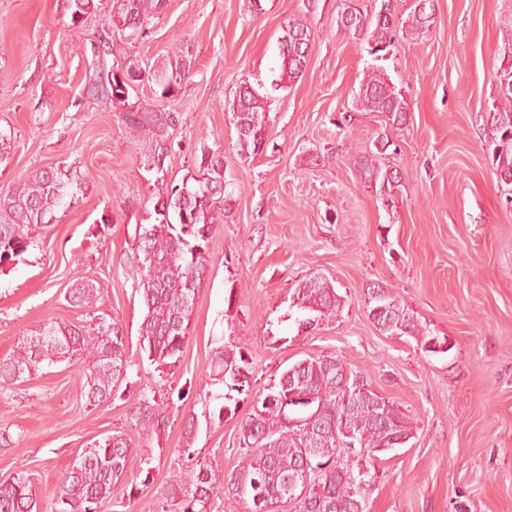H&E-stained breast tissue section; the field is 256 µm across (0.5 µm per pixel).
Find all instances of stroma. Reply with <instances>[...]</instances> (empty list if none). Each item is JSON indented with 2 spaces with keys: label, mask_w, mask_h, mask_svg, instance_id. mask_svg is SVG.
I'll return each mask as SVG.
<instances>
[{
  "label": "stroma",
  "mask_w": 512,
  "mask_h": 512,
  "mask_svg": "<svg viewBox=\"0 0 512 512\" xmlns=\"http://www.w3.org/2000/svg\"><path fill=\"white\" fill-rule=\"evenodd\" d=\"M344 0H168L111 56L141 67L189 51L176 98L138 86L143 107L174 115L164 134L163 176L139 165L151 136H133L122 107L89 99L91 43L111 28L109 5L72 24L69 0H0V131L11 164L0 191L34 170L75 164L93 176L86 198L61 213L24 263L0 273V358L48 321L93 326L108 314L123 328L138 386L159 379L142 357L141 298L130 258L137 225L159 194L195 170L203 149L221 145L231 209L210 248L181 361L167 380L186 399L160 435L132 434L152 460L151 481L100 512H165L194 456L237 471L240 424L251 405L221 411L209 379L217 347L232 343L252 362L254 392L288 366L337 354L411 416L406 445L375 464L368 512H512V190L488 158L480 116L512 112L497 71L512 33V0H435L429 33L401 38L383 66L407 94L406 125L355 107L374 63L367 44L338 28ZM306 22L313 48L301 77L281 89L279 39ZM269 96L258 152L240 156L227 103L241 82ZM384 165L402 180L393 205L365 184L359 160L381 139ZM110 228L98 233L100 220ZM328 278L345 299L336 321L298 330L289 305L298 283ZM102 284L96 311L74 307L79 277ZM395 292L449 352H424L410 337L376 330L366 289ZM83 365L62 362L0 391V427L19 445L0 448V481L29 476L43 508L62 472L87 443L128 427L130 400L92 406L78 391ZM197 414L187 438L185 419Z\"/></svg>",
  "instance_id": "35a3bbf8"
}]
</instances>
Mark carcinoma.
<instances>
[{
    "instance_id": "1",
    "label": "carcinoma",
    "mask_w": 512,
    "mask_h": 512,
    "mask_svg": "<svg viewBox=\"0 0 512 512\" xmlns=\"http://www.w3.org/2000/svg\"><path fill=\"white\" fill-rule=\"evenodd\" d=\"M167 0H112V31L101 35L94 47L96 62L86 80V95L102 103H115L128 112V125L140 134H155L172 124L171 114L140 106L132 96L134 85L146 80L162 99L176 97L191 61L178 55L162 60L148 71L139 63L108 64L112 38L137 34L148 21L158 17ZM71 20L77 22L98 8L95 0H70ZM434 0H425L422 10L411 9L399 22L384 2L371 14L349 3L336 19L337 27L358 41L375 44L371 54L389 52L399 34L417 39L434 24ZM507 55L499 78L512 92V39L504 40ZM312 51V32L303 22H293L279 41L281 58L278 80L300 77ZM268 96L246 84L228 102L240 155L258 151L262 120ZM354 102L362 110L380 112L393 127L406 124L408 101L391 81L384 68H369ZM492 146L489 158L500 183L512 186V112H489ZM166 147L158 143L143 162V168L164 171ZM364 183L386 200L394 198L401 186L398 170L367 156L360 162ZM93 187L89 173L72 165L37 169L15 186L0 193V271L16 266L36 246L43 230L56 222L57 212L85 198ZM230 194L224 182V155L221 150H205L196 160V173L170 188L154 206V220L139 224L134 236L135 288L143 297L145 313L139 327L140 349L158 372L174 369L181 360L191 318L210 263V242L218 224L224 222ZM378 293L368 288L366 312L376 329L387 336L400 333L412 337L420 347L433 353L434 336L420 325L397 296L378 285ZM102 290L91 279L76 280L69 300L76 307L92 308ZM342 296L323 277L302 281L295 289L289 309L296 321L311 320L313 328L326 325L340 315ZM89 355L79 381L80 394L89 405L114 399L120 390H130L131 368L122 328L101 316L92 330L45 324L23 337L20 353L0 360V387L9 388L42 365L49 366L70 357ZM295 370H283L279 377L253 399L244 417L238 441L242 467L232 476L205 460H196L185 487L180 489L172 512H212L213 500L221 495L247 501L249 512H276L294 495L292 512H367V497L358 485H370L371 467L384 449L400 447L398 438L410 437V416L397 402L380 398L345 404L337 383L349 372L333 354L310 357L294 363ZM212 380L224 387V400L239 402L251 395L249 361L241 351L225 344L211 360ZM173 398L158 395L151 386L139 390L131 411V426L149 439L164 430ZM344 419V429L352 432L357 452L336 461L341 448L336 437L321 441L316 453L308 451L306 431L301 426H329ZM131 438L114 430L86 444L65 471L54 489L51 512H99L112 498H131L137 484L128 482L132 461ZM246 486L235 491V484ZM0 512H45L27 476L0 483Z\"/></svg>"
}]
</instances>
